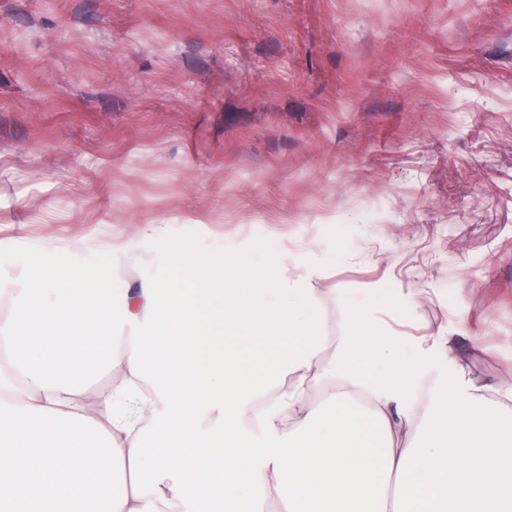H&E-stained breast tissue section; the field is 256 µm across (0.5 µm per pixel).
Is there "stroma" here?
<instances>
[{
	"label": "stroma",
	"instance_id": "1",
	"mask_svg": "<svg viewBox=\"0 0 512 512\" xmlns=\"http://www.w3.org/2000/svg\"><path fill=\"white\" fill-rule=\"evenodd\" d=\"M172 241L512 379V0H0V278L134 288Z\"/></svg>",
	"mask_w": 512,
	"mask_h": 512
}]
</instances>
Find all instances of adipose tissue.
Segmentation results:
<instances>
[{
    "label": "adipose tissue",
    "mask_w": 512,
    "mask_h": 512,
    "mask_svg": "<svg viewBox=\"0 0 512 512\" xmlns=\"http://www.w3.org/2000/svg\"><path fill=\"white\" fill-rule=\"evenodd\" d=\"M170 264L134 290L39 254L25 287L0 279V512H512V382H467L445 334L402 343L361 306L337 331L321 267ZM101 368L123 383L91 417Z\"/></svg>",
    "instance_id": "ef3b65f1"
}]
</instances>
